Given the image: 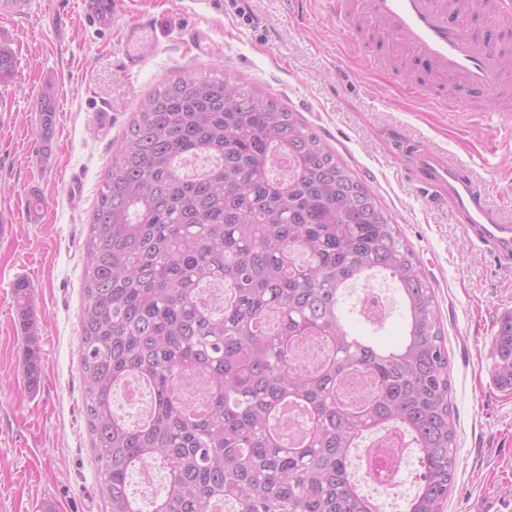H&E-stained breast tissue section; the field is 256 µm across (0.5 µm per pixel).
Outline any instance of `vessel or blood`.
<instances>
[{
  "label": "vessel or blood",
  "instance_id": "b4317fda",
  "mask_svg": "<svg viewBox=\"0 0 512 512\" xmlns=\"http://www.w3.org/2000/svg\"><path fill=\"white\" fill-rule=\"evenodd\" d=\"M334 18L355 17L369 22L376 35L405 48L430 75L426 84L407 85V92L442 112H455L467 97L478 96L506 114L512 95V63L499 52V32L512 26V0H476L484 20L474 31L455 0H322ZM122 0H80V7L94 25L111 27ZM153 23L142 16L128 24L122 38L126 53L123 69L139 71L154 51ZM452 94L440 91L441 84ZM415 165L424 181L447 189L455 214L462 218L470 237L498 256L512 259V224L503 221L487 200V190L474 182L469 166L441 159L435 153H418Z\"/></svg>",
  "mask_w": 512,
  "mask_h": 512
}]
</instances>
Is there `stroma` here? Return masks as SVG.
I'll use <instances>...</instances> for the list:
<instances>
[{"mask_svg": "<svg viewBox=\"0 0 512 512\" xmlns=\"http://www.w3.org/2000/svg\"><path fill=\"white\" fill-rule=\"evenodd\" d=\"M289 0H124L114 26L98 29L79 0H25L0 11V41L15 58L0 84V512H105L83 404L79 354L89 222L110 156L139 100L178 69L221 70L269 93L321 137L379 197L414 251L437 301L457 421V471L443 512H512V389L494 378V337L512 314V264L472 242L448 193L423 185L413 154L461 160L512 220V128L481 98L462 112H436L399 94L384 71L358 76V45L322 9L288 10ZM148 13L156 50L141 71L123 70L122 28ZM200 29L212 52L182 37ZM52 91V134L34 136L36 105ZM106 111L105 127L92 113ZM83 188L70 199L68 175ZM40 193L38 219L27 200ZM33 287L34 326L20 324L12 285ZM382 327L348 321L391 349L405 332L399 294ZM35 338L41 381L22 374Z\"/></svg>", "mask_w": 512, "mask_h": 512, "instance_id": "stroma-1", "label": "stroma"}]
</instances>
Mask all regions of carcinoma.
<instances>
[{"mask_svg":"<svg viewBox=\"0 0 512 512\" xmlns=\"http://www.w3.org/2000/svg\"><path fill=\"white\" fill-rule=\"evenodd\" d=\"M0 43V83L14 73ZM36 136L50 137L53 95L38 101ZM207 160L185 173L182 160ZM383 275L406 310L402 343L381 348L343 314L352 281ZM80 356L84 405L109 512H378L351 459L387 426L411 436L419 481L406 512H442L457 468L448 349L433 288L377 197L271 96L185 71L144 97L112 153L90 219ZM32 324V289L14 285ZM327 344L317 361L297 351ZM499 386L512 388V315L495 336ZM23 372L40 378L29 341ZM373 381L347 405L338 386ZM145 382L135 425L113 409L116 388ZM290 408L307 417L288 440ZM167 470L138 498L129 477Z\"/></svg>","mask_w":512,"mask_h":512,"instance_id":"carcinoma-1","label":"carcinoma"}]
</instances>
